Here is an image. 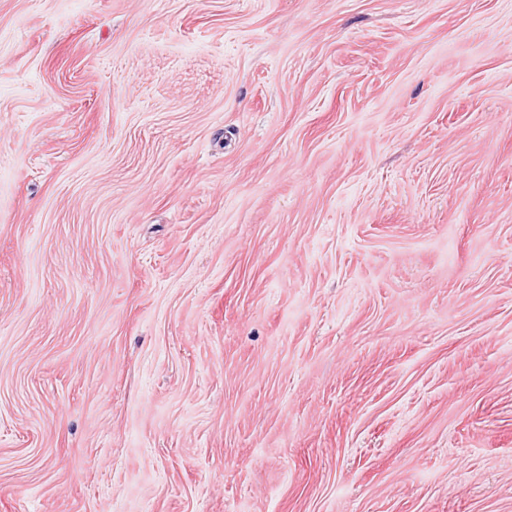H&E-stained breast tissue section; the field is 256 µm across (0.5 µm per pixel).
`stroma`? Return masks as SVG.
<instances>
[{"mask_svg": "<svg viewBox=\"0 0 512 512\" xmlns=\"http://www.w3.org/2000/svg\"><path fill=\"white\" fill-rule=\"evenodd\" d=\"M0 512H512V0H0Z\"/></svg>", "mask_w": 512, "mask_h": 512, "instance_id": "35a3bbf8", "label": "stroma"}]
</instances>
